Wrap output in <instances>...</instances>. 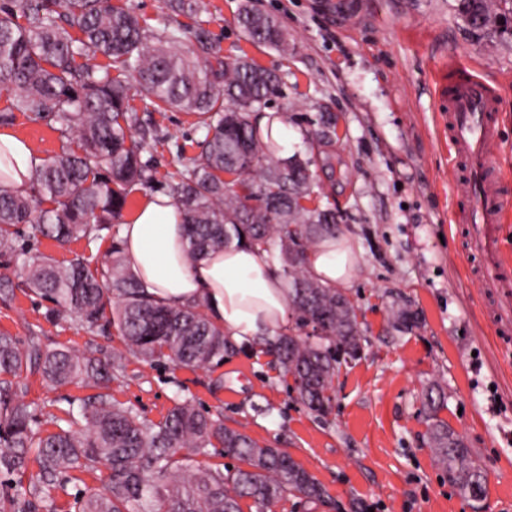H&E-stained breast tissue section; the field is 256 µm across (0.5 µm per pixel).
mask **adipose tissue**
<instances>
[{
    "instance_id": "ef3b65f1",
    "label": "adipose tissue",
    "mask_w": 512,
    "mask_h": 512,
    "mask_svg": "<svg viewBox=\"0 0 512 512\" xmlns=\"http://www.w3.org/2000/svg\"><path fill=\"white\" fill-rule=\"evenodd\" d=\"M41 160L31 145L0 132V189L27 192ZM122 256L145 293L173 307L200 304L238 344L274 338L288 327V290L269 253L231 244L194 259L184 217L170 195H145L120 232ZM357 266L355 244L342 233L309 252L308 274L322 284L349 287Z\"/></svg>"
}]
</instances>
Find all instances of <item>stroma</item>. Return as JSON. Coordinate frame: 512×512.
<instances>
[{
	"label": "stroma",
	"mask_w": 512,
	"mask_h": 512,
	"mask_svg": "<svg viewBox=\"0 0 512 512\" xmlns=\"http://www.w3.org/2000/svg\"><path fill=\"white\" fill-rule=\"evenodd\" d=\"M151 28L205 27L212 50L247 55L276 71L281 91L268 111L288 115V150L312 161L318 205L341 214L340 229L360 260L345 293L357 308L362 349L336 373L331 411L321 416L296 401L290 378L258 350L232 346L214 368L148 366L127 357L109 385L112 397L157 422L177 400L193 399L225 425L291 454L325 487L326 502L290 496L272 512H512V348L493 347L490 298L452 221L469 203L441 116L442 92L456 69L495 87L500 103V190L512 204V34L470 29L458 0H358L359 18L345 26L329 0H205L199 15H176L167 0H112ZM274 16L295 49L288 55L249 43L236 18L244 5ZM336 122L332 146L317 139L321 120ZM156 142L143 158L156 180L134 186L130 204L168 188L167 174L198 153L203 131L193 115L145 112ZM10 132L42 158L66 140L56 125L15 112ZM110 241L61 246L29 239L30 254L64 263L81 255L102 261ZM417 323L397 324V312ZM46 303L18 288L0 300V330L20 340L81 354L122 349L117 335H93L73 319H46ZM22 396L40 427L54 431L68 398L93 390L49 389L39 376ZM441 386V418L461 435L485 474L482 500L459 494L430 446L422 393Z\"/></svg>",
	"instance_id": "stroma-1"
}]
</instances>
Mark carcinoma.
I'll use <instances>...</instances> for the list:
<instances>
[{"instance_id": "1", "label": "carcinoma", "mask_w": 512, "mask_h": 512, "mask_svg": "<svg viewBox=\"0 0 512 512\" xmlns=\"http://www.w3.org/2000/svg\"><path fill=\"white\" fill-rule=\"evenodd\" d=\"M169 4L179 14L205 10L204 0ZM459 10L475 30L512 31V10L490 0H459ZM237 22L247 41L290 51L272 16L246 5ZM180 42L169 25L150 29L112 0H0V91L77 139L34 170L29 192L0 190V257L22 256L16 240L23 230L61 245L110 233L131 188L153 182L141 158L153 130L130 106L131 87L96 63L106 58L136 76L153 110L188 112L205 130L199 153L168 184L184 214L188 252L201 257L236 242L262 248L278 262L294 322L268 343L267 354L292 378L296 399L326 414L339 365L359 356L362 339L348 296L305 268L309 251L336 235V211L301 203L313 193L309 161L297 153L278 156L271 128L258 125L278 94V75L245 56L229 64L216 54L202 65ZM226 172L239 177L226 182ZM20 268L23 285L50 304L47 320L69 316L92 334L115 330L125 351L78 355L0 332V474L9 481L0 512H56L53 492L73 469L107 471L104 490L79 494L77 512H130L132 504L137 512H243L245 499L263 512L287 492L309 502L324 499V487L287 452L260 445L191 399L177 401L153 423L104 391L125 370L128 354L150 366L167 360L210 368L228 349L224 330L201 305L175 308L147 297L124 263L119 240L111 238L97 265L79 256L65 264L37 256ZM27 374L54 387L81 382L99 392L79 400V416L66 411V426L44 435L21 399ZM444 402L437 386L424 396L432 447L448 482L479 501L485 477L463 437L439 419ZM191 454L230 457L238 465L194 467ZM31 455L38 472L25 485Z\"/></svg>"}]
</instances>
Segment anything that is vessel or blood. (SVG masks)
I'll return each instance as SVG.
<instances>
[{
	"label": "vessel or blood",
	"instance_id": "obj_1",
	"mask_svg": "<svg viewBox=\"0 0 512 512\" xmlns=\"http://www.w3.org/2000/svg\"><path fill=\"white\" fill-rule=\"evenodd\" d=\"M497 110L494 92L483 79L470 76L453 83L446 119L472 197L467 208L456 212L454 221L466 228L467 249L482 262L485 286L495 293L497 315L504 324L512 320V250L505 249L501 237L505 213L496 178Z\"/></svg>",
	"mask_w": 512,
	"mask_h": 512
}]
</instances>
